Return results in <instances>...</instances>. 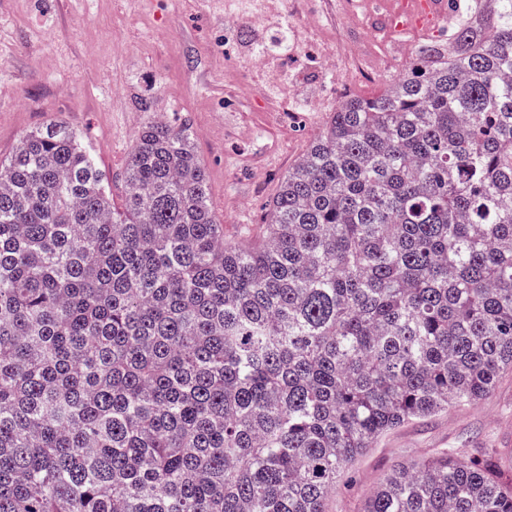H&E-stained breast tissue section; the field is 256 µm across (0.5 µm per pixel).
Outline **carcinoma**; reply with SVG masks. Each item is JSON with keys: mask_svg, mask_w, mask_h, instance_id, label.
<instances>
[{"mask_svg": "<svg viewBox=\"0 0 512 512\" xmlns=\"http://www.w3.org/2000/svg\"><path fill=\"white\" fill-rule=\"evenodd\" d=\"M350 96L224 241L184 129L112 195L76 131L0 161V512H327L383 434L512 370V0ZM363 512H512L496 448L404 463Z\"/></svg>", "mask_w": 512, "mask_h": 512, "instance_id": "cac0c4a2", "label": "carcinoma"}]
</instances>
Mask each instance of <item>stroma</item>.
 Returning a JSON list of instances; mask_svg holds the SVG:
<instances>
[{
	"label": "stroma",
	"mask_w": 512,
	"mask_h": 512,
	"mask_svg": "<svg viewBox=\"0 0 512 512\" xmlns=\"http://www.w3.org/2000/svg\"><path fill=\"white\" fill-rule=\"evenodd\" d=\"M225 0H0V159L50 123L76 129L122 206L123 172L149 118L186 129L205 166L208 203L229 242L253 240L283 176L341 99L340 72L315 57L384 40L335 0H258L234 32ZM344 41H337V32ZM295 113L279 111L282 102ZM444 448L512 459V373L477 404L417 419L346 464L329 512H361L391 469Z\"/></svg>",
	"instance_id": "1"
}]
</instances>
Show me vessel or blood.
<instances>
[{"instance_id":"1","label":"vessel or blood","mask_w":512,"mask_h":512,"mask_svg":"<svg viewBox=\"0 0 512 512\" xmlns=\"http://www.w3.org/2000/svg\"><path fill=\"white\" fill-rule=\"evenodd\" d=\"M455 0H389L378 21L393 30L412 31L416 38L431 37L433 24L450 19Z\"/></svg>"}]
</instances>
